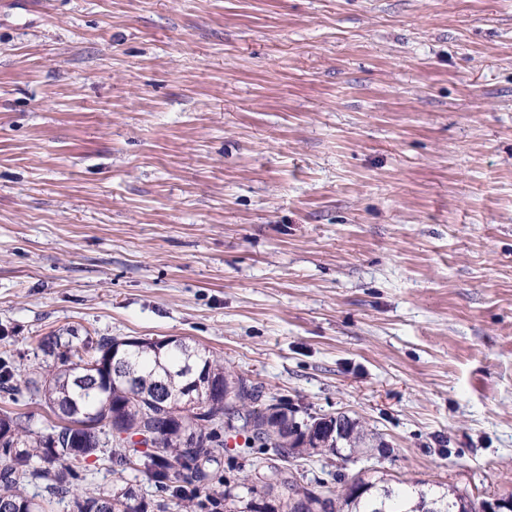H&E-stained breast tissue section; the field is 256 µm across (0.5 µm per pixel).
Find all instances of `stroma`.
<instances>
[{
  "label": "stroma",
  "mask_w": 512,
  "mask_h": 512,
  "mask_svg": "<svg viewBox=\"0 0 512 512\" xmlns=\"http://www.w3.org/2000/svg\"><path fill=\"white\" fill-rule=\"evenodd\" d=\"M73 330L381 438L306 482L512 495V0H0V360Z\"/></svg>",
  "instance_id": "stroma-1"
}]
</instances>
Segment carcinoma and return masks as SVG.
<instances>
[{
	"mask_svg": "<svg viewBox=\"0 0 512 512\" xmlns=\"http://www.w3.org/2000/svg\"><path fill=\"white\" fill-rule=\"evenodd\" d=\"M42 349L57 359L55 365L25 380L32 396L43 398L59 425L46 432L30 431L22 416L0 415V512H49L53 500L36 501L20 487L21 479L53 477L50 494L68 492V479L84 470L92 456L115 461L144 474L155 487L171 492L170 501L151 504L131 487L100 490L74 500L76 512H195L194 500L203 498L227 512H257L267 499L271 510L293 512L288 499H307L313 489L303 476L289 470L290 460L312 456L334 447L359 455L372 448L363 425L349 421L347 438L336 442L327 436L304 440L299 428H308L319 417L299 419L280 402L269 415L258 408L260 390L224 367V359L187 339H100L71 335L42 341ZM96 363L87 370L83 365ZM203 382L213 387L199 409L184 406L189 388ZM243 421L245 447L265 456L264 471L280 478L283 490L273 493L261 473L245 477L241 491L213 485L223 446L220 430L224 418ZM117 428L127 437L112 438ZM36 458L41 468L25 470ZM194 486L189 496L179 484ZM393 479L359 472L337 479L328 492L336 501L331 512H477L470 496L457 489H435L417 481L395 489Z\"/></svg>",
	"mask_w": 512,
	"mask_h": 512,
	"instance_id": "carcinoma-1",
	"label": "carcinoma"
}]
</instances>
